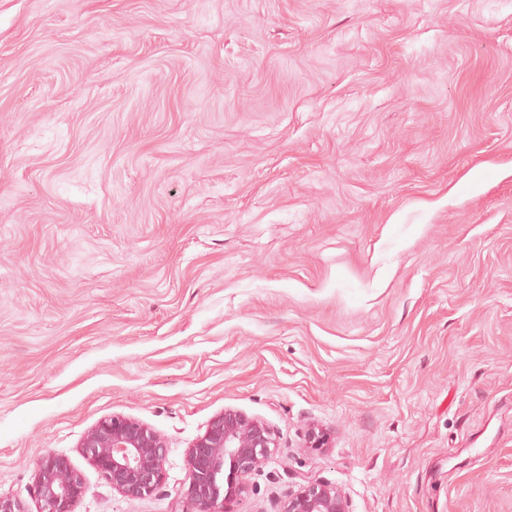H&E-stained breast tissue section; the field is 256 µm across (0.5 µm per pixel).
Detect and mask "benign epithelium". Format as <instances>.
Here are the masks:
<instances>
[{
    "instance_id": "7a95c632",
    "label": "benign epithelium",
    "mask_w": 512,
    "mask_h": 512,
    "mask_svg": "<svg viewBox=\"0 0 512 512\" xmlns=\"http://www.w3.org/2000/svg\"><path fill=\"white\" fill-rule=\"evenodd\" d=\"M80 448L122 495L148 496L162 481L165 442L142 422L120 415L105 418L86 433ZM276 449L275 433L268 424L238 410H224L188 449L186 497L196 512H231L232 503L247 491L243 477L267 462ZM34 482L37 512H74L86 492L81 476L65 458L55 455L39 460ZM283 512L350 510L338 487L310 480L288 495Z\"/></svg>"
}]
</instances>
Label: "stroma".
<instances>
[{
    "label": "stroma",
    "instance_id": "1",
    "mask_svg": "<svg viewBox=\"0 0 512 512\" xmlns=\"http://www.w3.org/2000/svg\"><path fill=\"white\" fill-rule=\"evenodd\" d=\"M227 408L278 442L233 512H512V0H0V496L191 512ZM80 448L122 495H151L162 481L165 442L138 420L120 415L105 418L86 433ZM34 482L37 512H74L75 504L86 492L81 476L65 458L55 455L39 460ZM283 512H350L342 491L327 482L310 480L288 495Z\"/></svg>",
    "mask_w": 512,
    "mask_h": 512
}]
</instances>
